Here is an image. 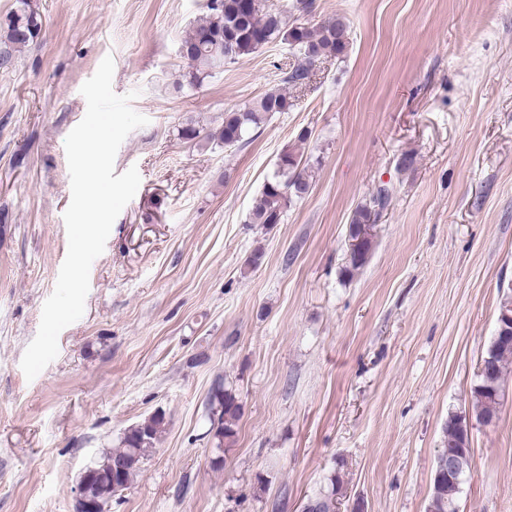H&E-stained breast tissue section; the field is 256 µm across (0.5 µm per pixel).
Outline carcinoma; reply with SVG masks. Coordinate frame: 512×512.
Masks as SVG:
<instances>
[{"label":"carcinoma","mask_w":512,"mask_h":512,"mask_svg":"<svg viewBox=\"0 0 512 512\" xmlns=\"http://www.w3.org/2000/svg\"><path fill=\"white\" fill-rule=\"evenodd\" d=\"M205 14L199 18L182 40L181 56L187 61V70L181 75L176 89H195L203 85L224 66L253 54L257 49L281 42L288 45L298 60L284 72L281 86L255 98L243 108L224 113V122L214 130H205L189 122L179 130L187 142L199 145L215 141L226 148L241 147L250 142L275 112H286L290 107L289 89L300 87L309 80L314 64L325 58H342L349 46L350 25L343 17H336L318 24L290 23L280 10L254 6L248 0H206ZM42 29L41 15L31 5V0H16L15 9L0 23V67L12 60V51L34 42ZM313 165L299 149L283 151L277 169L256 198L249 213L250 224H279L285 209L294 199L303 198L311 187ZM389 189L379 188L368 202L353 212L348 235L359 227L373 222V215L386 208ZM495 379L503 378L505 369L512 364V342L493 338L484 356ZM212 410L211 427L215 448L232 446L238 435L242 406L236 396L223 385H216L210 394ZM494 403L486 387L485 375L473 388L472 414L481 420ZM464 420L458 414L448 415L443 429L445 448L466 447ZM167 425L165 414L156 413L128 428L120 447L86 467L81 480L84 494L99 505L97 512H105L112 498L114 484L131 486L151 456ZM343 484L341 468H335L323 493L315 497L316 512H336L339 491ZM457 499H448V487H439L433 481L426 512H457Z\"/></svg>","instance_id":"1"}]
</instances>
